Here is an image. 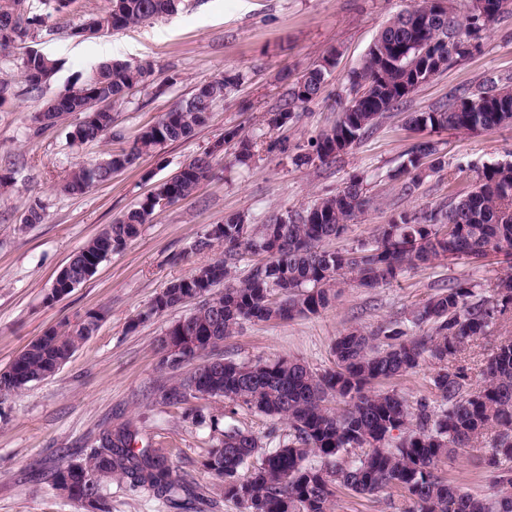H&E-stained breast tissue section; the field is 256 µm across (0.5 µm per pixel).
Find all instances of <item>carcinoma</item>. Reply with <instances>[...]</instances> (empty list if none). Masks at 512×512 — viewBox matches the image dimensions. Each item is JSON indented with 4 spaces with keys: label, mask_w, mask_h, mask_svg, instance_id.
<instances>
[{
    "label": "carcinoma",
    "mask_w": 512,
    "mask_h": 512,
    "mask_svg": "<svg viewBox=\"0 0 512 512\" xmlns=\"http://www.w3.org/2000/svg\"><path fill=\"white\" fill-rule=\"evenodd\" d=\"M180 0H111L104 14L87 17L72 30L85 35L86 27L118 30L177 11ZM491 12H468L459 19L453 0L448 12L420 16L405 10L379 33L376 50L366 54L349 79L357 101L355 112L341 111L336 123L313 143V155L322 163L321 150L336 140V131L348 128L353 145L377 121L407 102L419 85L410 83L421 61L437 59L453 64L480 47L482 34L501 14L512 12V0H487ZM51 34L45 17L26 0H0V49L16 41ZM57 66L51 57L32 51L23 62L28 91L38 93ZM153 66L106 62L95 75L69 91L56 104L35 114L41 127H52L66 114L83 112L97 97L104 106L93 118L77 125L75 143L100 139L112 128V105L133 87L150 82ZM320 66L307 71L288 89L285 104L265 116L270 129H281L295 112L315 99L325 81ZM242 75H224L198 85L154 125L144 129L131 150L110 153L99 163L69 171L59 186L62 193L84 194L91 185L106 183L129 158L154 152L168 142L186 139L208 120L212 105L241 83ZM409 122L425 128L476 131L512 123V84L488 81L477 89H462L450 102L411 114ZM238 139V161L252 153V141L235 129L224 140ZM211 153L192 159L161 184L176 201L192 196L212 173ZM431 159L430 170L444 168L434 143L421 141L407 153L402 171L410 175L404 192L412 191L421 176L420 162ZM369 204L363 181L351 179L334 194L288 215L287 222L272 216L265 224H246L232 216L194 242L205 253L224 248L222 256L199 266L180 279L182 287L166 290L144 313L190 302L195 307L166 334L192 338L213 352L246 320H287L314 314L336 299V286L352 277L374 288L396 279L408 268L428 265L443 257L478 259L489 250L512 248V163H499L478 174L473 190L460 200L431 211H403L379 228L374 244L326 250L322 244L338 239L347 224ZM157 205L140 202L105 227L73 254L70 277L87 280L86 266L102 262L137 238ZM263 256L236 280L243 254ZM224 285L216 293L214 288ZM489 297L474 295L463 282L439 289L414 321L432 324V334L409 336L399 328L376 334L354 330L336 340L335 366L321 373L293 360L272 363H235L223 358L192 374L156 381L151 399L181 405L192 399L222 398L232 408H246L288 423V442L262 453L247 478L240 470L261 447L258 436L235 425L220 431L216 443L201 461L203 469L224 486V497L241 512H330L336 492L375 495L396 489L414 504L413 512H512V340L500 343L483 362V383L473 389L469 367L462 356L472 342L486 334L493 313L512 307V274L498 278ZM102 312L90 311L76 322L50 329L30 343L10 368L0 372V396L55 374L98 328ZM440 364L433 377L436 401L411 406L396 391H375V384L416 370L424 358ZM336 401L342 408H332ZM491 437V453L483 459L498 491L477 497L452 485L437 472L438 463L457 448L473 446ZM137 430L130 422L99 433L97 445L76 463L62 464L50 476L51 487L62 497L79 501L90 512H110L105 483L118 479L148 493L174 509H199L206 500L182 479L158 449H136ZM323 460L308 462L310 456Z\"/></svg>",
    "instance_id": "obj_1"
}]
</instances>
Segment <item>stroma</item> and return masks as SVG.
I'll return each instance as SVG.
<instances>
[{"mask_svg":"<svg viewBox=\"0 0 512 512\" xmlns=\"http://www.w3.org/2000/svg\"><path fill=\"white\" fill-rule=\"evenodd\" d=\"M413 0H182L175 14L122 30L81 38L73 27L89 14H101L110 0H75L69 13L51 14L52 35L30 41L28 48L57 60L40 92L26 91L22 60L28 48L0 52V77L10 80L12 95L0 106V173L11 185L0 192V371L46 329L104 309L106 316L54 375L34 382L0 401V512H87L59 496L46 479L51 469L84 458L104 425L132 421L140 445L166 453L179 473L188 475L209 499L204 512H238L225 499L217 480L200 462L214 435L209 425L186 418L187 409L222 418L220 398L192 400L190 406L154 405L144 394L157 378L187 374L191 364L171 370L160 364L157 341L177 320L189 315L184 304L146 317L151 302L171 282L187 277L210 261L196 253L195 240L226 217L243 216L262 224L271 216L312 205L325 194L360 178L370 200L351 221L336 249L373 242L379 226L401 211H427L473 188L478 171L512 162V124L479 130L416 132L413 112L448 100L455 91L473 89L490 77L512 78V14L486 32L480 51L450 66L421 86L364 138L324 164L309 158V144L331 127L336 102L349 94V76L384 26ZM335 63L321 94L297 111L281 130H268L266 113L287 97L292 83L327 55ZM151 62L154 82L132 89L113 108L114 124L101 139L72 142L69 133L79 114L67 115L46 131L37 130L35 113L93 76L106 61ZM242 73L243 81L217 101L207 126L188 139L168 143L142 156L111 180L79 196L59 190L73 168L99 162L107 153L129 147L143 128L156 123L200 83ZM240 129L253 140L247 164L238 161L235 142L225 131ZM287 139V152L271 144ZM434 142L446 160L438 172H426L411 195H403L399 171L417 141ZM213 152V175L190 198L157 210L140 235L108 256L96 273L67 295L49 299L52 282L71 255L137 206L158 184L205 152ZM41 203L40 223L24 216ZM512 272L504 255L471 261L439 260L403 272L374 288L345 279L328 308L290 320L246 321L224 341L225 359L248 363L281 358L321 372L335 365L338 337L358 329L373 333L401 324L411 336L430 334L427 323L412 321L415 310L443 285L461 281L488 296L500 276ZM439 366L424 360L415 371L384 382L408 403L435 400L432 379ZM231 424L260 436L263 450L288 439L286 423L244 408ZM489 443L459 448L439 464L449 482L475 495H492L482 461ZM111 512H171L147 494L120 481L104 489ZM410 502L392 490L377 495L338 491L331 512H409Z\"/></svg>","mask_w":512,"mask_h":512,"instance_id":"obj_1","label":"stroma"}]
</instances>
